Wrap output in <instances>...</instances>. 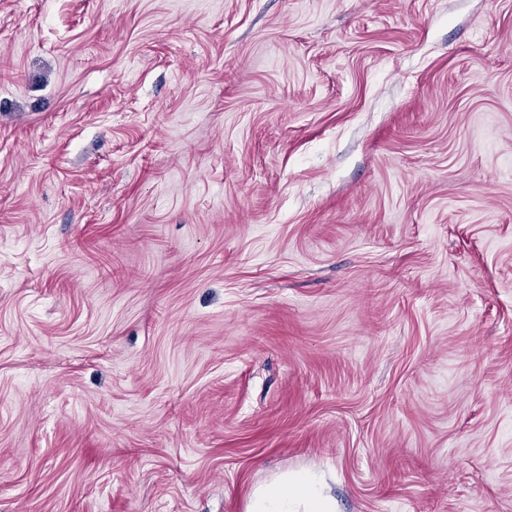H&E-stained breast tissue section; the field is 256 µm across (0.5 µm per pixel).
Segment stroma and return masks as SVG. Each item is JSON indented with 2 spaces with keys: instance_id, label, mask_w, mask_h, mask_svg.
Returning a JSON list of instances; mask_svg holds the SVG:
<instances>
[{
  "instance_id": "obj_1",
  "label": "stroma",
  "mask_w": 512,
  "mask_h": 512,
  "mask_svg": "<svg viewBox=\"0 0 512 512\" xmlns=\"http://www.w3.org/2000/svg\"><path fill=\"white\" fill-rule=\"evenodd\" d=\"M512 512V0H0V512ZM333 512L311 473L286 475L254 491L247 512Z\"/></svg>"
}]
</instances>
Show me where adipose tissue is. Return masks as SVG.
<instances>
[{"instance_id": "adipose-tissue-1", "label": "adipose tissue", "mask_w": 512, "mask_h": 512, "mask_svg": "<svg viewBox=\"0 0 512 512\" xmlns=\"http://www.w3.org/2000/svg\"><path fill=\"white\" fill-rule=\"evenodd\" d=\"M247 512H332L313 474L299 473L268 482L254 491Z\"/></svg>"}]
</instances>
